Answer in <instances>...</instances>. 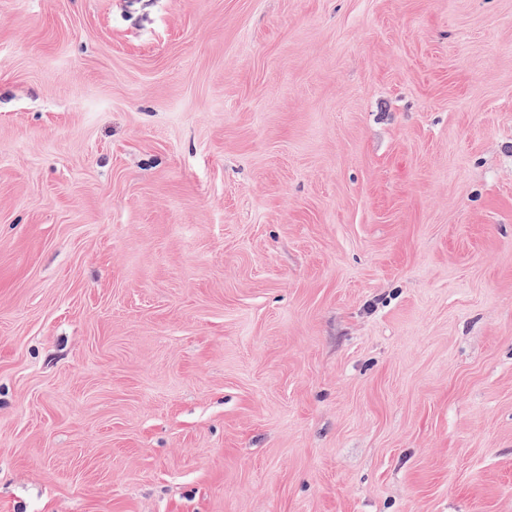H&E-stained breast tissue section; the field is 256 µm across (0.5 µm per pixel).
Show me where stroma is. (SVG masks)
I'll list each match as a JSON object with an SVG mask.
<instances>
[{"mask_svg":"<svg viewBox=\"0 0 512 512\" xmlns=\"http://www.w3.org/2000/svg\"><path fill=\"white\" fill-rule=\"evenodd\" d=\"M0 512H512V0H0Z\"/></svg>","mask_w":512,"mask_h":512,"instance_id":"stroma-1","label":"stroma"}]
</instances>
